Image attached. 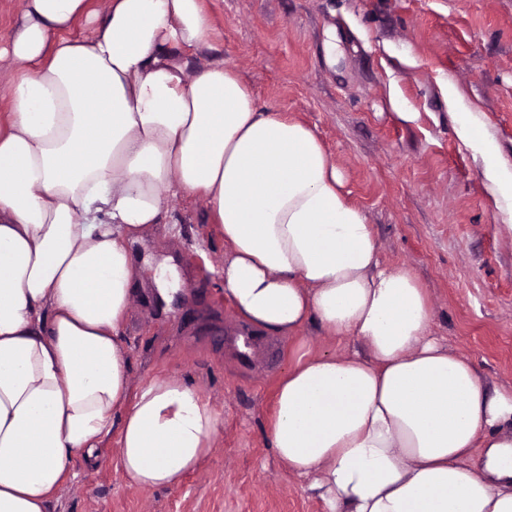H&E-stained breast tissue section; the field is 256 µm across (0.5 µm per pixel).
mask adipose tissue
Here are the masks:
<instances>
[{
    "instance_id": "obj_1",
    "label": "adipose tissue",
    "mask_w": 512,
    "mask_h": 512,
    "mask_svg": "<svg viewBox=\"0 0 512 512\" xmlns=\"http://www.w3.org/2000/svg\"><path fill=\"white\" fill-rule=\"evenodd\" d=\"M24 0L0 114V512H52L73 456L119 437L143 490L179 485L224 426L182 379L131 387L126 243L203 197L238 316L298 349L268 438L325 512H512V387L430 334L427 292L386 265L365 212L305 123L260 109L214 55L206 0ZM458 135L498 147L456 89ZM485 449L476 463L474 449ZM301 338L308 344L313 353H330L341 356L357 346V341L351 336H328L325 333L308 329Z\"/></svg>"
}]
</instances>
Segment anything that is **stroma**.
Here are the masks:
<instances>
[{
	"instance_id": "1",
	"label": "stroma",
	"mask_w": 512,
	"mask_h": 512,
	"mask_svg": "<svg viewBox=\"0 0 512 512\" xmlns=\"http://www.w3.org/2000/svg\"><path fill=\"white\" fill-rule=\"evenodd\" d=\"M213 42L257 104L315 128L387 265L428 292L431 333L489 386L512 385V223L493 204L474 148L457 135L448 87L465 96L512 168V0H210ZM338 49L328 63L325 32ZM173 223L129 240L133 297L123 339L131 381L192 382L224 426L171 488L129 486L117 438L75 457L56 512H323L267 437L296 346L274 338L243 362L240 320L217 271L224 240L205 201L169 204Z\"/></svg>"
}]
</instances>
